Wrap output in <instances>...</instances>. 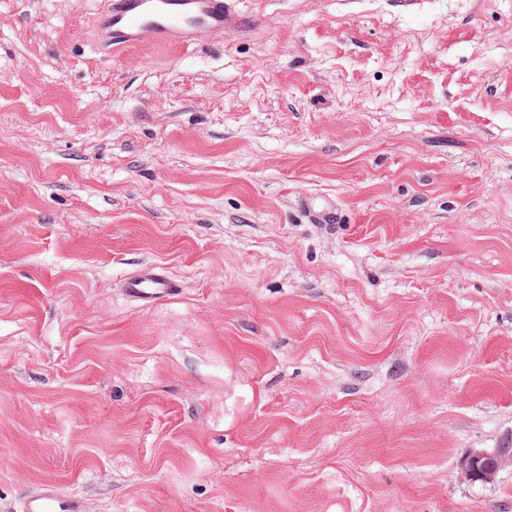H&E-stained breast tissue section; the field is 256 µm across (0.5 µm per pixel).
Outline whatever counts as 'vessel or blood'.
<instances>
[{
    "mask_svg": "<svg viewBox=\"0 0 512 512\" xmlns=\"http://www.w3.org/2000/svg\"><path fill=\"white\" fill-rule=\"evenodd\" d=\"M238 0H108L98 16L101 50L112 52L140 45L204 46L214 38L242 32L245 19ZM126 293L139 301L157 302L173 295L174 281L158 274L130 277ZM23 512H83L78 498L47 484L27 498Z\"/></svg>",
    "mask_w": 512,
    "mask_h": 512,
    "instance_id": "b4317fda",
    "label": "vessel or blood"
}]
</instances>
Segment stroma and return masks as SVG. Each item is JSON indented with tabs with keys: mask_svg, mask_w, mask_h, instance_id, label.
<instances>
[{
	"mask_svg": "<svg viewBox=\"0 0 512 512\" xmlns=\"http://www.w3.org/2000/svg\"><path fill=\"white\" fill-rule=\"evenodd\" d=\"M103 6L0 0V512H512V0ZM238 0H109L98 16L101 50L204 46L242 32ZM124 288L130 297L151 303L173 295L177 284L159 273H151L130 277ZM507 467H512L511 438L499 448L473 451L463 461L461 470L464 476L472 482L488 483ZM23 511L83 512V505L78 498L63 495L53 484H45L37 493L27 498Z\"/></svg>",
	"mask_w": 512,
	"mask_h": 512,
	"instance_id": "stroma-1",
	"label": "stroma"
}]
</instances>
